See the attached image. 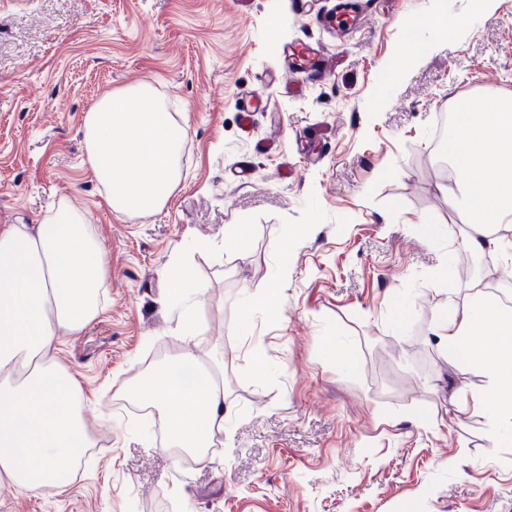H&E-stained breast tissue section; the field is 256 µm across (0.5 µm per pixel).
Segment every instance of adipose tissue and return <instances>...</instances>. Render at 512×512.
<instances>
[{"instance_id": "obj_1", "label": "adipose tissue", "mask_w": 512, "mask_h": 512, "mask_svg": "<svg viewBox=\"0 0 512 512\" xmlns=\"http://www.w3.org/2000/svg\"><path fill=\"white\" fill-rule=\"evenodd\" d=\"M88 161L108 205L146 216L160 210L178 182L186 137L149 85L110 93L84 117ZM459 178L444 185L463 202L472 254H501L512 272V240L497 235L512 224V97L486 111L465 107L448 130ZM165 281L183 304L181 351L147 370L121 395L153 408L173 446L205 460L224 431L229 408L224 368L211 365L194 339L201 285L191 261L170 264ZM108 260L81 211L63 203L35 224L0 225V494L63 491L64 470L79 449L94 447L76 380L55 359L59 337L79 333L97 316ZM489 323V345L473 342ZM448 349L466 351L488 377L480 398L493 415L512 418V314L476 296L442 321Z\"/></svg>"}]
</instances>
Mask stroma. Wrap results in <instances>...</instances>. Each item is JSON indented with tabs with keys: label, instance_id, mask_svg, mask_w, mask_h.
Segmentation results:
<instances>
[{
	"label": "stroma",
	"instance_id": "obj_1",
	"mask_svg": "<svg viewBox=\"0 0 512 512\" xmlns=\"http://www.w3.org/2000/svg\"><path fill=\"white\" fill-rule=\"evenodd\" d=\"M350 2L362 24L336 0H0V224L69 203L110 265L99 315L57 344L100 443L64 492L0 512H512V432L434 335L474 299L441 275L471 255L439 115L512 96V0ZM297 43L324 51L322 79L287 71ZM142 83L187 137L176 189L137 217L106 202L83 118ZM186 255L232 409L188 465L118 392L182 344L162 271Z\"/></svg>",
	"mask_w": 512,
	"mask_h": 512
}]
</instances>
